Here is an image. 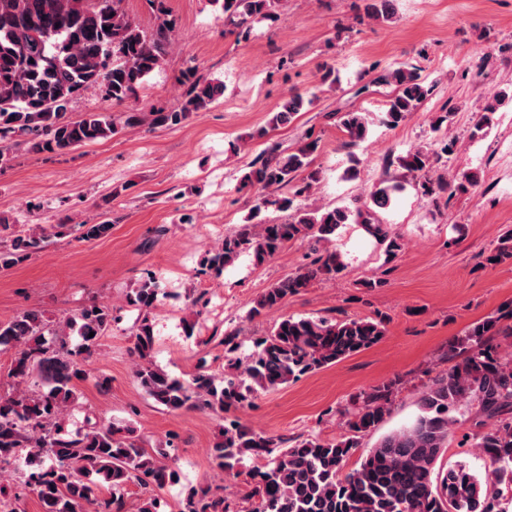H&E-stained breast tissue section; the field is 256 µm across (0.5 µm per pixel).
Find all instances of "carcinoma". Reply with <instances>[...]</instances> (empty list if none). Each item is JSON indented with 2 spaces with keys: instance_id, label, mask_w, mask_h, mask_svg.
Instances as JSON below:
<instances>
[{
  "instance_id": "1",
  "label": "carcinoma",
  "mask_w": 512,
  "mask_h": 512,
  "mask_svg": "<svg viewBox=\"0 0 512 512\" xmlns=\"http://www.w3.org/2000/svg\"><path fill=\"white\" fill-rule=\"evenodd\" d=\"M123 0H0V166L25 146L34 152L59 153L118 134L121 128L172 126L188 113L211 104L224 85L185 76L186 96L168 112H130L118 126L110 112H86L71 119L62 108L75 96L99 89L122 103L137 94L146 78L163 67L172 43L170 20L160 19L146 35L121 8ZM281 0H213L225 19L242 27L276 12ZM375 20H390L392 0H374L367 8ZM109 30H104V27ZM376 82L394 87L385 123L400 124L429 93L418 74L400 65L383 71ZM311 100L291 93L272 119L290 122ZM340 124L351 144L366 139L365 117L347 112ZM319 139L307 136L296 150L273 145L243 174L240 184L254 190V205L245 223L224 235L205 252L200 273L218 279L241 255L257 264L272 259L289 242L309 238L317 244L309 263L265 289L247 313L252 321L279 310L288 297L321 278L344 270L339 252L327 247L342 224L363 218L366 231L385 247L386 257L402 250L400 239L385 225L373 224L361 211L347 207L306 209L297 198L312 190L318 171L311 168ZM401 165L416 176H427L431 154L410 152ZM476 182L472 174L453 181L445 175L424 182L428 196L452 188L464 190ZM403 191L397 182H382L370 194L372 206L387 208ZM273 210L285 220L271 222L262 213ZM65 225L46 228L30 224L10 228L0 218V270L10 269L37 254ZM79 238L92 241L112 231L108 221L86 220L76 225ZM512 260V235L486 257L487 263ZM163 296L161 281L150 276L127 303L140 313L133 352L135 378L159 405L172 410H210L227 414L219 438L210 449L216 467L248 488V512H503L502 491L481 479L465 463L435 471L448 447L451 427L465 412L494 421L493 428L475 435L491 473L512 483V358L497 356L490 344L499 334L501 317L487 318L466 334L468 354L462 362L436 377L421 394L414 422L383 436L347 469L360 438L375 429L389 411L392 385L371 388L347 423V432L332 440L311 438L281 447L283 439L252 429L228 413L253 404L257 396L275 391L378 344L386 335L383 318L284 316L269 332L252 341L246 353L238 342L243 330L224 334V375L200 367L186 380L169 375L152 362V314ZM112 327V307L93 302L61 321L39 310L0 321V351L12 352L7 374L12 390L0 394V470L24 465L25 479L14 501L25 490L38 497L43 512H123L124 490L136 484L151 494L142 512H161L152 495L178 480L175 471L158 463L140 446L135 429L86 417L82 429L61 433L62 421L78 400L77 382L90 376L87 362ZM108 494L99 501L102 494ZM104 509L97 508L98 503ZM179 512H239L228 497L210 487L192 488Z\"/></svg>"
}]
</instances>
